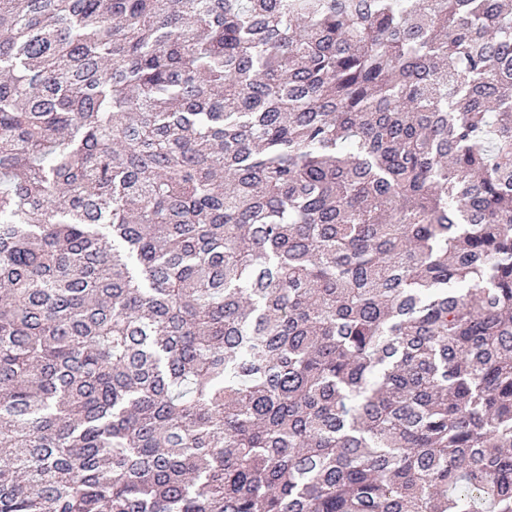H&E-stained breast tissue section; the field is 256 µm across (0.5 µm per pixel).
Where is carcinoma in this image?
Masks as SVG:
<instances>
[{
	"label": "carcinoma",
	"mask_w": 512,
	"mask_h": 512,
	"mask_svg": "<svg viewBox=\"0 0 512 512\" xmlns=\"http://www.w3.org/2000/svg\"><path fill=\"white\" fill-rule=\"evenodd\" d=\"M0 512H512V3L0 0Z\"/></svg>",
	"instance_id": "1"
}]
</instances>
